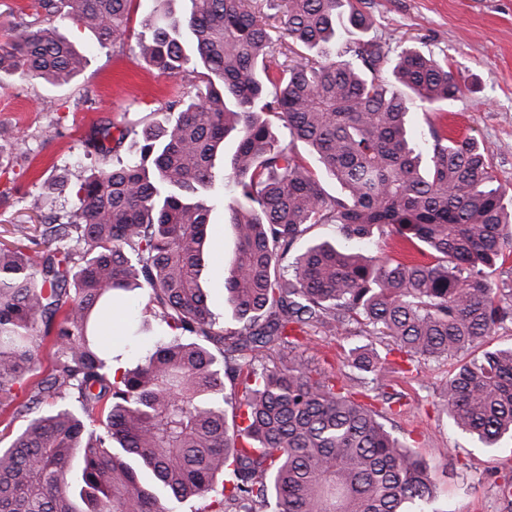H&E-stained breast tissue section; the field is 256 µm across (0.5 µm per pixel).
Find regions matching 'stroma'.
Returning a JSON list of instances; mask_svg holds the SVG:
<instances>
[{
    "instance_id": "obj_1",
    "label": "stroma",
    "mask_w": 512,
    "mask_h": 512,
    "mask_svg": "<svg viewBox=\"0 0 512 512\" xmlns=\"http://www.w3.org/2000/svg\"><path fill=\"white\" fill-rule=\"evenodd\" d=\"M372 15V36L387 41L392 52L413 47L448 64L461 84L458 98L445 109L449 133L471 137L489 153L491 170L506 197L512 198V0H354ZM149 0H133L125 45L99 48L94 35L69 24L61 29L88 58L70 84L56 87L16 74L0 75V243L12 245L15 225L37 223L28 207L41 196L45 213L73 209L76 191L92 166L78 160L84 140L119 114L138 121L188 88L187 76L168 78L148 70L133 47ZM52 101V111L37 102ZM122 323L139 337L121 344V364L133 366L162 328L146 292L128 298ZM512 345V320L497 326L481 345L455 356L426 361L420 383L404 385L403 414H385L383 423L423 460L436 482L437 504L446 512H506L498 492L512 471V440L496 450L452 423L443 399L456 368L483 351ZM384 354L381 339L353 329L348 336L317 335L306 354L320 368L346 374L347 389L364 398L370 374L350 373L351 349Z\"/></svg>"
}]
</instances>
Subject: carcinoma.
I'll return each mask as SVG.
<instances>
[{
  "instance_id": "1",
  "label": "carcinoma",
  "mask_w": 512,
  "mask_h": 512,
  "mask_svg": "<svg viewBox=\"0 0 512 512\" xmlns=\"http://www.w3.org/2000/svg\"><path fill=\"white\" fill-rule=\"evenodd\" d=\"M132 2L29 0L0 41V72L70 82L88 60L56 22L106 48L127 36ZM152 2L135 52L199 83L161 120L123 113L99 128L84 154L101 164L76 209L37 225L33 255L0 246V406L28 417L0 446V512H172L195 497L209 512H446L427 466L311 365L303 340L356 323L386 352L355 350L349 366L406 378L512 318V287L486 272L512 254V205L487 150L448 136L440 113L428 138L410 134V97L439 107L459 81L414 48L391 59L378 39L344 40L373 25L353 0H286L276 38L245 0H189L183 15ZM275 40L310 56L281 62ZM226 188L231 327L201 280ZM316 224L344 244L313 240L283 265ZM376 236L392 250L358 247ZM137 289L165 338L117 375L100 319ZM446 406L486 448L512 438V346L461 364Z\"/></svg>"
}]
</instances>
